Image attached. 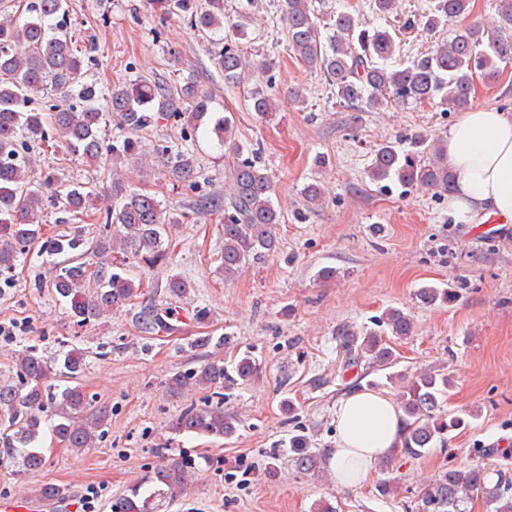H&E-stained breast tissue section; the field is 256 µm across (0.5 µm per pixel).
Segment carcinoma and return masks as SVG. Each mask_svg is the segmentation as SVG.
<instances>
[{"label": "carcinoma", "instance_id": "1", "mask_svg": "<svg viewBox=\"0 0 512 512\" xmlns=\"http://www.w3.org/2000/svg\"><path fill=\"white\" fill-rule=\"evenodd\" d=\"M315 2L281 0L288 48L306 67L323 75L339 102L349 107L374 109L393 101L441 106L445 112L456 110L470 101L475 79H495L500 75V64L512 62V0H498L497 19L488 32L466 23L471 0H431L423 26L433 30L454 23L451 40L396 69L387 68L397 51L388 31L371 30L354 13L340 11L328 25L332 35L325 40ZM149 4L162 17H187L190 27L209 42L224 43L221 50L212 54L211 61L224 75V83H242L245 52L237 39L247 35L246 26L227 17L224 0H149ZM65 13L66 0H27L18 14L0 12V271L13 268L22 248L41 239L46 206L56 211L58 224H72L95 210L97 220L114 227L113 235L96 243V261L92 263L75 262L86 247L80 229L48 239L43 250L69 261L55 273L50 288L79 324L124 307L139 296L142 284L116 271L112 253H121L125 264L134 259L149 266L167 261L171 243L165 240L166 228L179 223V218L154 196L132 187L121 167L139 156L143 135L170 118L177 102L185 105L194 135L214 136L219 147L234 155L224 198L205 197L201 204L206 212L224 213V277H232L246 265L275 253L281 211L272 201V177L257 154L244 156L243 147L228 138L231 117L212 109V95L191 77L175 86L129 80L108 90L107 112L87 106L97 94L94 85L82 81L91 56L87 47H78L67 29L55 22ZM45 92L55 100L48 112L29 108L32 98ZM249 101L261 121L270 119L277 110L275 96L262 89L252 90ZM108 113L117 119L121 132L107 140L101 136V124ZM22 138L37 146L57 147L74 160L96 163L103 172L112 174L107 191L99 190V183L93 181L64 187L54 169L36 171L34 159L19 144ZM412 141L422 158L402 155L395 143L386 142L374 154L372 180L396 181L408 188L448 190L454 174L444 157L445 137L417 133ZM152 166L177 186L194 188L200 177L196 153L177 146L156 148ZM301 195L307 205H319L320 181L304 185ZM189 288L175 274L166 279L164 293L183 298ZM416 297L425 305L450 304L456 293L451 288L423 286ZM138 319L140 329L147 333L167 325L151 302L142 306ZM378 326L383 331L362 335L348 325L338 330L346 366H358L367 355L381 370L398 363L392 347L382 342L381 333L406 338L414 332L413 318L402 309L389 308L379 318ZM18 367L25 379L24 388L0 386V413L8 417L13 428L12 433L0 438V443L12 457H21L23 469L35 471L44 464L43 455L32 444L40 434L39 413L47 402L56 408L57 421L52 426L55 439L65 448L92 447L104 415L98 413L90 422L79 420L88 402L78 384L59 392L51 390V380L58 374L72 380L78 378L83 371L82 355L67 352L62 370L56 372L40 356L26 351L18 358ZM257 372L256 363L245 354L230 372L222 364L206 363L174 376L173 385L178 389L189 383L205 388L228 387L239 380L252 379ZM389 379L402 384L400 440L405 454L419 458L438 445L445 446L449 433L464 425L460 417L446 418L438 413L452 387L448 375L420 372L408 379L392 373ZM173 430L230 439L238 427L237 420L225 415L223 407L206 406L186 408ZM311 445L312 439L304 431L288 439V452L301 471L321 469L328 463L325 455L312 450ZM201 467L202 462L185 456L171 459L168 465L127 490L120 501L121 512H157L159 504L184 491L189 477ZM477 498L485 512H512V475L501 471L490 485L481 468H450L423 491L415 508L416 512H470L468 505Z\"/></svg>", "mask_w": 512, "mask_h": 512}]
</instances>
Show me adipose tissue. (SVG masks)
<instances>
[{
	"mask_svg": "<svg viewBox=\"0 0 512 512\" xmlns=\"http://www.w3.org/2000/svg\"><path fill=\"white\" fill-rule=\"evenodd\" d=\"M446 145L455 175L450 207L512 224V116L471 107L449 128ZM401 428L400 413L388 396L364 389L342 398L336 410L338 444L329 459L338 483H363L374 462L398 445Z\"/></svg>",
	"mask_w": 512,
	"mask_h": 512,
	"instance_id": "1",
	"label": "adipose tissue"
}]
</instances>
